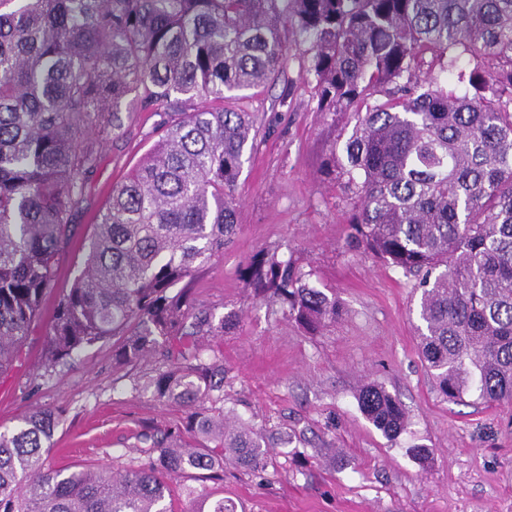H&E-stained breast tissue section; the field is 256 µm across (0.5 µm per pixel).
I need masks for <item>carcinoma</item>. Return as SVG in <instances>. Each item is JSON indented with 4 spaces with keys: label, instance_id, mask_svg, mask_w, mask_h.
Here are the masks:
<instances>
[{
    "label": "carcinoma",
    "instance_id": "carcinoma-1",
    "mask_svg": "<svg viewBox=\"0 0 512 512\" xmlns=\"http://www.w3.org/2000/svg\"><path fill=\"white\" fill-rule=\"evenodd\" d=\"M297 42L331 117L320 174L341 190L346 248L416 278L420 354L442 396L512 402V0H0V376L86 213L93 128L118 138L150 112L154 143L90 217L42 368L110 339L114 368L150 367L132 393L185 408L175 428L141 433L146 460L128 469L51 465L67 413L36 406L0 431V512H175L178 482L191 512H232L207 489L224 463L265 473L273 447L219 407L212 341L241 316L217 319L195 293L240 228L260 128L238 103L286 74ZM338 114L354 125L336 127ZM312 275L276 248L241 271L317 336L341 308ZM357 402L386 437L406 428L385 388L367 384Z\"/></svg>",
    "mask_w": 512,
    "mask_h": 512
}]
</instances>
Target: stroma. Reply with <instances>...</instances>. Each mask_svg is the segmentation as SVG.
<instances>
[{
    "instance_id": "obj_1",
    "label": "stroma",
    "mask_w": 512,
    "mask_h": 512,
    "mask_svg": "<svg viewBox=\"0 0 512 512\" xmlns=\"http://www.w3.org/2000/svg\"><path fill=\"white\" fill-rule=\"evenodd\" d=\"M305 50L291 49L287 103H280L277 86L240 102L262 119L265 136L240 178V232L196 288L216 314H243L240 329L215 343L224 354L225 410L264 436H289L276 446L264 477L225 465L224 497L236 512H512V404L444 399L419 352L414 278L343 246L341 193L320 174L327 125L312 87L300 78ZM154 122L143 112L122 138L103 139L88 180L90 207H99L148 150ZM90 229L84 217L73 224L59 257L58 287L71 284ZM281 245L313 271L316 286L336 291L341 315L321 335H306L278 306L243 288L246 259ZM54 305L47 295L21 364L0 376V431L15 427L35 404L59 406L68 421L53 438L56 466L140 465L141 432L175 425L183 407L130 394L108 342L43 375ZM367 383L404 405L408 422L398 438L388 439L360 411L356 393ZM415 446L429 449L427 463L414 458Z\"/></svg>"
}]
</instances>
